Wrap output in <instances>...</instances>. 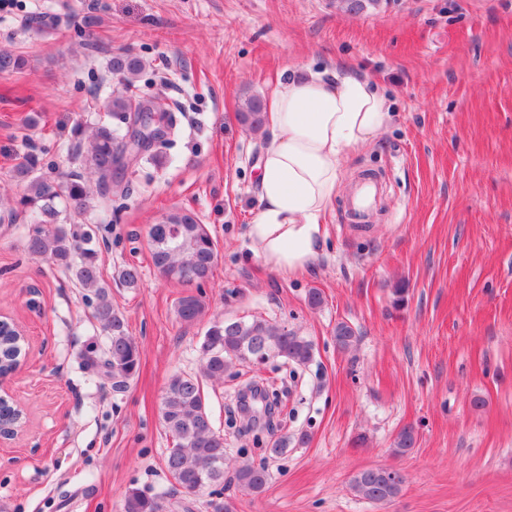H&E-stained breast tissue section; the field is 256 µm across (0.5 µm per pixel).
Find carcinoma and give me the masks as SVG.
Masks as SVG:
<instances>
[{
    "instance_id": "1",
    "label": "carcinoma",
    "mask_w": 512,
    "mask_h": 512,
    "mask_svg": "<svg viewBox=\"0 0 512 512\" xmlns=\"http://www.w3.org/2000/svg\"><path fill=\"white\" fill-rule=\"evenodd\" d=\"M383 0H359V10L346 4L339 10L355 15L381 10ZM27 66V60L13 51L0 48V74L19 72ZM112 72L132 83L143 69V62L136 56L116 55L111 61ZM134 101L122 91L112 92L105 103V110L127 115ZM263 100L258 96L244 99L238 112L240 123L250 132L257 133L264 126ZM87 150H77L83 158L89 178L81 174H66L48 178L36 172V163L27 157L18 174L24 180V192L18 204L33 224L27 240L28 252L38 258L50 259L63 266L82 287L94 290L97 302L93 318L107 336L104 356H93L91 363L103 370L112 381V389L124 391L130 386L140 366V351L137 343L127 335L124 321L112 308L107 288L98 278L96 253L88 247L93 236L85 232L67 233L59 227L54 231L44 228L59 220L57 202L66 201L76 211L83 209L90 197L89 180L96 179L100 185L112 180V170L126 146V135L118 128L105 124L91 127L87 135ZM151 245V256L159 273L177 282L208 281L218 261L214 242L205 225L197 216L186 210H175L147 227ZM80 252L81 261L72 263V256ZM176 315L180 321L193 323L204 313V303L195 295L178 299ZM356 335L345 322L336 325L335 340L341 348H347ZM267 354L272 360H281L288 366L285 375L294 378L298 368L306 365L312 357V345L296 331H285L275 323L263 319H236L213 323L206 331L202 345V376L220 381L224 373L244 361V352L249 346ZM24 352V343L15 335L14 326L5 321L0 325V374L8 373ZM248 390L259 393L267 402L264 422L250 421L243 424L235 410H228V429L240 437H251L252 443L260 441L261 434L276 426L282 408V395L288 393L286 380L275 387L271 384L258 386L254 381ZM161 419L166 432L175 442L165 456V468L176 485L186 493L199 491L207 486L224 483V463L227 448L224 435L216 431L213 419L206 408L200 378L188 374L173 375L165 388L161 403ZM416 444L415 431L405 428L396 437L393 447L397 455L409 453ZM270 479L266 464H239L232 476L242 489L262 492ZM404 478L390 477L385 470L369 468L357 472L351 478L352 489L362 498L383 502L395 498L401 491ZM124 512H166L164 496L147 497L136 489L127 494Z\"/></svg>"
}]
</instances>
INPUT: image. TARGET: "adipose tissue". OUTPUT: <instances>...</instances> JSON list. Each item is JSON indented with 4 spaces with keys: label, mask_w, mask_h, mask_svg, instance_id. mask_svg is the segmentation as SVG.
<instances>
[{
    "label": "adipose tissue",
    "mask_w": 512,
    "mask_h": 512,
    "mask_svg": "<svg viewBox=\"0 0 512 512\" xmlns=\"http://www.w3.org/2000/svg\"><path fill=\"white\" fill-rule=\"evenodd\" d=\"M391 118L378 87L342 68L280 84L266 114L260 207L248 228L256 256L284 275L306 269L321 245L320 219L336 200L345 158Z\"/></svg>",
    "instance_id": "1"
}]
</instances>
